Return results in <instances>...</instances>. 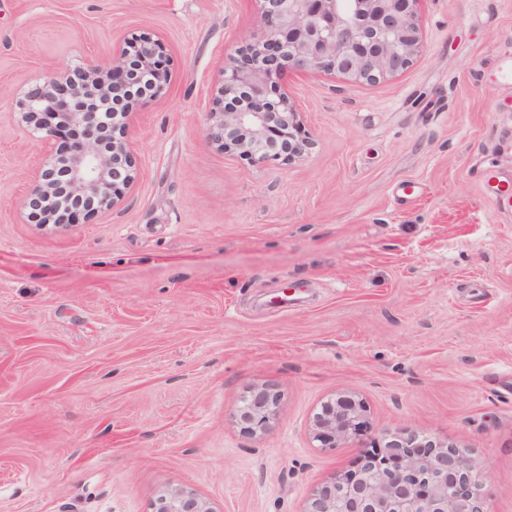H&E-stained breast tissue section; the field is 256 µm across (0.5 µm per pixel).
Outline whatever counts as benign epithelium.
<instances>
[{"instance_id":"1","label":"benign epithelium","mask_w":512,"mask_h":512,"mask_svg":"<svg viewBox=\"0 0 512 512\" xmlns=\"http://www.w3.org/2000/svg\"><path fill=\"white\" fill-rule=\"evenodd\" d=\"M257 38L247 39L224 64V80L214 98L207 139L258 161L291 162L313 146L302 128L301 113L287 94L274 96L275 84L289 72L318 71L353 80L376 81L406 69L422 50L421 0H257ZM157 46L143 39L130 53L113 51L112 65L95 62L75 70L81 80L66 84L69 72L29 89L18 102L25 123L46 139L72 140L63 173L51 163L29 184L26 207L64 183L88 202L84 214L112 208L114 196L133 185L137 169L126 131L139 102L128 97L125 119L103 132L95 114L79 108L91 95H123L153 67ZM169 71L154 72L151 96L169 85ZM278 391L270 384L253 388L234 413L241 431L266 433L275 419ZM313 437L321 448H367L356 467L310 496L305 512H491L477 479L476 464L452 445L425 431L371 436L364 405L338 396L321 405L313 419ZM152 512H214L209 503L182 487H167Z\"/></svg>"}]
</instances>
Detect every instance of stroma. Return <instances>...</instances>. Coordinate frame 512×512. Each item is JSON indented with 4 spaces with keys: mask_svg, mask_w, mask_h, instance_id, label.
<instances>
[{
    "mask_svg": "<svg viewBox=\"0 0 512 512\" xmlns=\"http://www.w3.org/2000/svg\"><path fill=\"white\" fill-rule=\"evenodd\" d=\"M256 0H0V99L157 42L172 81L137 108L115 206L42 227L24 195L64 149L0 111V512H152L169 485L215 512H304L356 448L313 439L362 399L372 435L421 429L512 512V0H423L424 48L377 82L280 88L314 145L292 163L205 135ZM262 384L270 430L233 412Z\"/></svg>",
    "mask_w": 512,
    "mask_h": 512,
    "instance_id": "35a3bbf8",
    "label": "stroma"
}]
</instances>
